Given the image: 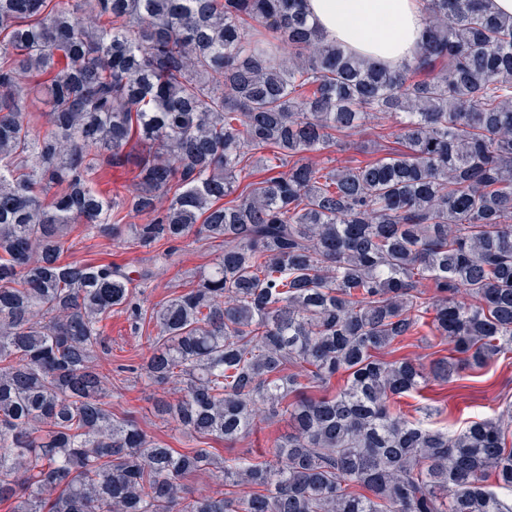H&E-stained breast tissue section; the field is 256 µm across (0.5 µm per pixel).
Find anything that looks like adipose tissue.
<instances>
[{"instance_id": "adipose-tissue-1", "label": "adipose tissue", "mask_w": 512, "mask_h": 512, "mask_svg": "<svg viewBox=\"0 0 512 512\" xmlns=\"http://www.w3.org/2000/svg\"><path fill=\"white\" fill-rule=\"evenodd\" d=\"M329 40L394 68L416 56L425 38L421 0H305Z\"/></svg>"}]
</instances>
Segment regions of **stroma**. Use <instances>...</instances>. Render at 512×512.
I'll use <instances>...</instances> for the list:
<instances>
[{
	"instance_id": "1",
	"label": "stroma",
	"mask_w": 512,
	"mask_h": 512,
	"mask_svg": "<svg viewBox=\"0 0 512 512\" xmlns=\"http://www.w3.org/2000/svg\"><path fill=\"white\" fill-rule=\"evenodd\" d=\"M69 241L71 249L67 258L71 261L98 260L132 266L150 264L149 250L126 249L122 240L109 235L86 239L74 231L70 233ZM218 254V248L203 245L195 239L184 241L176 265L153 266L154 280L150 288L138 297L141 306L148 310L161 299L183 292L199 268L211 264ZM154 331V326L149 324L144 326L141 333H134L123 313H113L105 326L106 342L112 354L110 359L98 361L100 373L107 375L117 365L138 364L146 360L150 355L146 337ZM181 393L180 385L175 382L155 388L132 379L122 383L116 381L112 384V410L130 413L149 435L162 441L165 446L182 450L187 442L181 427L174 423H161L152 413L154 399L163 396L174 398ZM430 398L443 399L445 404L443 413L434 418L436 425L453 430L463 428L469 421L478 418L497 416L512 403V363L494 360L473 377L447 383L429 381L422 394L401 398L398 407L407 417L418 418L422 416L426 401ZM287 431V419L271 421L261 415L257 417L248 438L233 444L216 441L212 448L215 454L223 457L242 454L257 456L272 449Z\"/></svg>"
}]
</instances>
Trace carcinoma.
Returning a JSON list of instances; mask_svg holds the SVG:
<instances>
[{"label": "carcinoma", "mask_w": 512, "mask_h": 512, "mask_svg": "<svg viewBox=\"0 0 512 512\" xmlns=\"http://www.w3.org/2000/svg\"><path fill=\"white\" fill-rule=\"evenodd\" d=\"M423 8L418 55L391 69L330 42L302 0H0L13 512H512V407L460 430L410 420L395 403L425 374L381 355L426 324L452 344L429 369L443 382L512 355V16ZM367 119L404 150L306 159ZM105 164L134 168L120 200L98 188ZM258 167L275 175L224 205ZM68 226L165 265L190 237L221 253L148 312L152 270L66 261ZM114 310L135 333L155 323L151 355L116 373L182 384L154 412L190 450L112 412L95 363ZM258 410L288 417L271 458L206 448L249 435ZM198 471L250 492H183Z\"/></svg>", "instance_id": "obj_1"}]
</instances>
